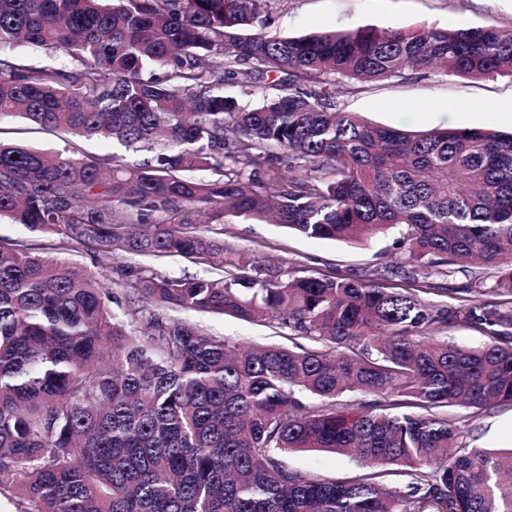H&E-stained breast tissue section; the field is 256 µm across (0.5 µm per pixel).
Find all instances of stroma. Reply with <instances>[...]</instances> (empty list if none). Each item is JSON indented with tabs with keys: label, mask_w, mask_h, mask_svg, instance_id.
Wrapping results in <instances>:
<instances>
[{
	"label": "stroma",
	"mask_w": 512,
	"mask_h": 512,
	"mask_svg": "<svg viewBox=\"0 0 512 512\" xmlns=\"http://www.w3.org/2000/svg\"><path fill=\"white\" fill-rule=\"evenodd\" d=\"M268 30L282 36H301L314 31H354L367 25L381 29L412 28L432 23L460 29L496 24L512 28V0H270ZM7 55L29 68H55L67 72L79 64L64 51L28 44L8 47ZM342 111L353 112L372 125L424 132L438 128L436 114L452 105L453 126L487 128L512 133V79L448 78L430 70L418 71L404 79H392L358 95L341 94ZM0 140L19 142L47 153L65 152L77 157H102L112 153V145L40 129L20 118L0 120ZM209 237L223 242L225 264L216 270L195 257H150L116 250L111 271H103L96 256L85 247L54 233L33 232L0 217V242L34 245L38 254L56 257L88 273L100 275L104 287L123 295L125 284L117 270L138 266L175 278H216L221 272H235L239 259L266 266H282L299 276L329 275L354 278L385 287L403 286L402 278L391 276L390 267L407 265L406 254L393 250L397 230L361 241L310 239L277 225L226 217L208 225ZM469 273L432 272L430 291L422 299L436 307L462 309L468 294L464 287ZM178 318L196 323L206 333L224 337L240 345L276 344L290 341L274 324L246 322L230 315L204 314L181 310ZM449 422L477 436V444L489 449L512 448V406L490 408L446 407ZM283 461L289 469L311 472L328 482L349 481L361 474L350 457L325 451H291Z\"/></svg>",
	"instance_id": "1"
}]
</instances>
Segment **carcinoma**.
Wrapping results in <instances>:
<instances>
[{"instance_id": "obj_1", "label": "carcinoma", "mask_w": 512, "mask_h": 512, "mask_svg": "<svg viewBox=\"0 0 512 512\" xmlns=\"http://www.w3.org/2000/svg\"><path fill=\"white\" fill-rule=\"evenodd\" d=\"M268 2L0 0V49L51 46L80 63L29 69L0 56V118L150 153L130 165L117 152L0 143V216L106 258L120 245L220 271L224 244L162 215L272 211L308 238L341 241L399 227L393 249L419 262L405 279L478 260L497 272L491 283L474 274L476 292L512 295V135L410 134L336 101L422 69L512 78V29L281 37L266 31ZM244 63L268 78L251 108L220 92ZM123 277L159 309L268 321L332 348L239 347L0 244V496L15 512H512V449L473 446L435 413L512 404V308L467 304L463 318L488 342L464 347L425 339L455 311L360 280L244 259L218 279L133 267ZM351 391L366 400L336 408ZM315 449L366 472L330 483L280 458ZM387 466L412 476L405 489L385 480Z\"/></svg>"}]
</instances>
